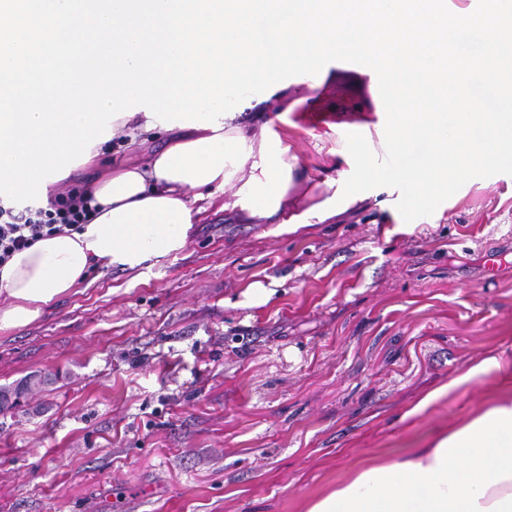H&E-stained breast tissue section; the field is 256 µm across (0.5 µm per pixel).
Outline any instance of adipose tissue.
I'll return each instance as SVG.
<instances>
[{
    "mask_svg": "<svg viewBox=\"0 0 512 512\" xmlns=\"http://www.w3.org/2000/svg\"><path fill=\"white\" fill-rule=\"evenodd\" d=\"M0 198L54 200L56 185L93 163L140 115L172 139L134 161H111L87 186L81 230L43 238L0 267V330L29 324L98 266L134 269L181 251L201 220L197 201L232 188L224 210L244 224L289 230L336 214L327 199L286 214L297 158L268 126L238 118L262 106L224 94L226 57L263 55L264 84L291 67L310 86L339 54L390 67L383 139L390 166L356 158L365 176L400 183L424 204L449 173L477 176L512 158V0L447 13L444 0H0ZM493 89L480 101L477 86ZM491 374L507 382L465 424L398 460L376 461L314 499L306 512H512V361L490 355L441 396Z\"/></svg>",
    "mask_w": 512,
    "mask_h": 512,
    "instance_id": "ef3b65f1",
    "label": "adipose tissue"
}]
</instances>
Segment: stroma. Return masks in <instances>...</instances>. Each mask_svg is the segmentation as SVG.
<instances>
[{
	"label": "stroma",
	"mask_w": 512,
	"mask_h": 512,
	"mask_svg": "<svg viewBox=\"0 0 512 512\" xmlns=\"http://www.w3.org/2000/svg\"><path fill=\"white\" fill-rule=\"evenodd\" d=\"M265 102L298 167L288 231L209 208L180 252L93 269L26 326L0 332V512H305L382 458L427 447L498 393L488 376L424 412L430 389L512 347V162L450 177L408 213L362 178L387 104L354 56ZM273 285L250 304L251 285Z\"/></svg>",
	"instance_id": "35a3bbf8"
}]
</instances>
